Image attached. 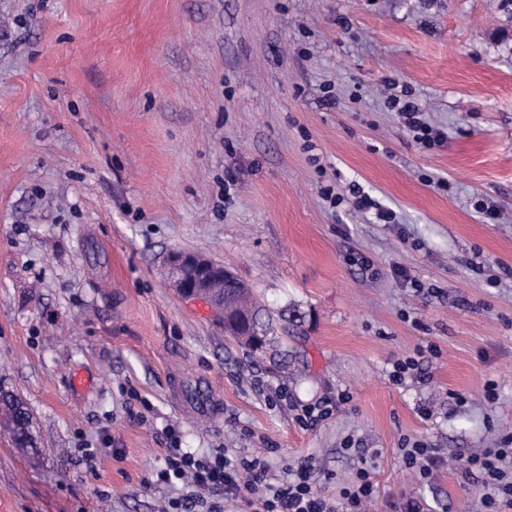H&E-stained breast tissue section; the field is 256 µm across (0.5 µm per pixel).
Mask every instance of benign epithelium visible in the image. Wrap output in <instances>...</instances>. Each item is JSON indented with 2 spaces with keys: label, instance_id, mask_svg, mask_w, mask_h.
Listing matches in <instances>:
<instances>
[{
  "label": "benign epithelium",
  "instance_id": "7a95c632",
  "mask_svg": "<svg viewBox=\"0 0 512 512\" xmlns=\"http://www.w3.org/2000/svg\"><path fill=\"white\" fill-rule=\"evenodd\" d=\"M165 264L169 267L170 287L184 299L211 300V288L231 277L229 269L205 257L185 251H172Z\"/></svg>",
  "mask_w": 512,
  "mask_h": 512
}]
</instances>
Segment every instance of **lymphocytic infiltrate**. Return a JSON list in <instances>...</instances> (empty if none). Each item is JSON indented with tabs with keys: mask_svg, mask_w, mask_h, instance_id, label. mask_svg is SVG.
<instances>
[{
	"mask_svg": "<svg viewBox=\"0 0 512 512\" xmlns=\"http://www.w3.org/2000/svg\"><path fill=\"white\" fill-rule=\"evenodd\" d=\"M386 105L397 113L403 127L422 147L430 149L444 142V129L426 120L422 107L411 100L408 90L389 94ZM467 467L481 476L482 512H497L500 498H512V448L486 450L468 460ZM311 471L310 464L301 463L292 470L288 480L274 486L267 481L264 461L255 459L234 467L220 448L204 457L173 448L157 472L156 481L169 485L187 480L200 493L220 489L228 496H250L259 499L263 512H365L374 493L368 471H358L355 483L344 489L339 504L314 488Z\"/></svg>",
	"mask_w": 512,
	"mask_h": 512,
	"instance_id": "lymphocytic-infiltrate-1",
	"label": "lymphocytic infiltrate"
}]
</instances>
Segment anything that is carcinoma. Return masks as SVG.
<instances>
[{
    "label": "carcinoma",
    "instance_id": "cac0c4a2",
    "mask_svg": "<svg viewBox=\"0 0 512 512\" xmlns=\"http://www.w3.org/2000/svg\"><path fill=\"white\" fill-rule=\"evenodd\" d=\"M225 309L230 311L229 318L237 323V327L228 333L252 357L260 358L266 354L273 356L281 353L277 349V330L288 332L286 322H296L281 316L285 324L278 327L272 316L262 313V309L252 302L251 290L243 282L224 289ZM0 412L8 422L14 423L12 437L21 448L37 446V436L33 420L24 407L22 399L13 393H0Z\"/></svg>",
    "mask_w": 512,
    "mask_h": 512
}]
</instances>
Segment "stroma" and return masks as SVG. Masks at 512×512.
<instances>
[{
	"mask_svg": "<svg viewBox=\"0 0 512 512\" xmlns=\"http://www.w3.org/2000/svg\"><path fill=\"white\" fill-rule=\"evenodd\" d=\"M174 250L296 312L286 369L177 296ZM0 390L40 437L0 426V512H160L172 448L475 512L465 465L512 437V0H0ZM416 443L456 461L418 480ZM411 92L402 89L400 94L390 93L385 104L397 113L403 127L412 134L422 147L430 149L444 142L447 133L444 129L430 124L424 117L422 107L409 97ZM0 405V410L7 417L9 424L13 422L11 433L15 444L19 448H36L34 423L22 399L13 393H0ZM20 414H23L22 418Z\"/></svg>",
	"mask_w": 512,
	"mask_h": 512,
	"instance_id": "1",
	"label": "stroma"
}]
</instances>
